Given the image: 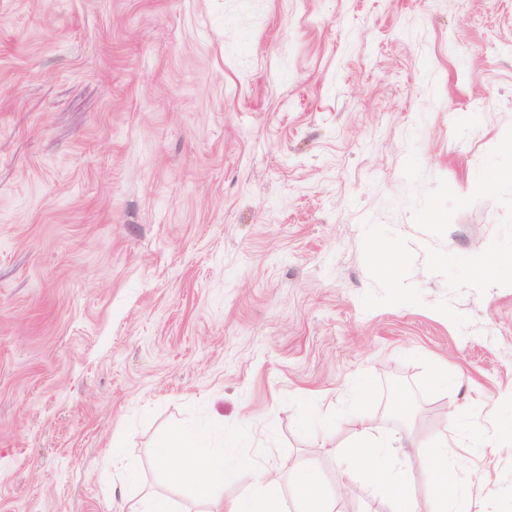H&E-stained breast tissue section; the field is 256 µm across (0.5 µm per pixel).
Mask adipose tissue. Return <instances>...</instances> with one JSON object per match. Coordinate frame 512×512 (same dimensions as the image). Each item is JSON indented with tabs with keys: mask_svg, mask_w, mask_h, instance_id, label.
I'll return each mask as SVG.
<instances>
[{
	"mask_svg": "<svg viewBox=\"0 0 512 512\" xmlns=\"http://www.w3.org/2000/svg\"><path fill=\"white\" fill-rule=\"evenodd\" d=\"M352 444L332 449L348 476L378 489L382 512H469L468 504L476 485L490 483L491 469L474 473L449 455L447 438L427 449H416L413 460L420 465L426 481V496L417 499L407 486L406 466L389 463L393 444L382 435L374 420L364 416L354 419ZM205 434L181 430L168 436L161 445L159 463L173 482L195 487L202 505L200 512H336V497L321 481L317 471L302 469L293 485L292 497L277 491L281 474L273 467H262L233 498L218 499L213 492L222 487L225 476L235 475L237 464L226 470L215 469L204 445Z\"/></svg>",
	"mask_w": 512,
	"mask_h": 512,
	"instance_id": "ef3b65f1",
	"label": "adipose tissue"
}]
</instances>
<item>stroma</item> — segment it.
<instances>
[{"instance_id": "obj_1", "label": "stroma", "mask_w": 512, "mask_h": 512, "mask_svg": "<svg viewBox=\"0 0 512 512\" xmlns=\"http://www.w3.org/2000/svg\"><path fill=\"white\" fill-rule=\"evenodd\" d=\"M509 140L512 0H0V512H185L175 426L365 512L319 440L456 403L512 512ZM378 273L385 278L394 276L403 263L402 253L392 245H382L378 249ZM500 277L499 265L494 258L485 257L479 259L474 266L467 288H481L484 283ZM127 512H174L171 501L163 495L146 488H139L124 496Z\"/></svg>"}]
</instances>
